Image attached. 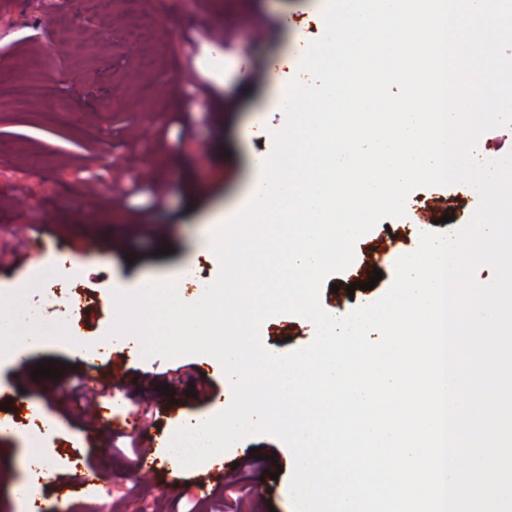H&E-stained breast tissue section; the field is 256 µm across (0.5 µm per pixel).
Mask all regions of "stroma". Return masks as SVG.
<instances>
[{
    "label": "stroma",
    "mask_w": 512,
    "mask_h": 512,
    "mask_svg": "<svg viewBox=\"0 0 512 512\" xmlns=\"http://www.w3.org/2000/svg\"><path fill=\"white\" fill-rule=\"evenodd\" d=\"M315 7L316 0H95L79 8L74 0H44L36 10L26 0H0V73L23 70L42 81L37 100H0V248H17L20 257L0 267V307L43 306V323L57 327L33 347L21 330L0 337V421L15 427L0 433V512H22L14 488L26 479L23 459L32 452L78 486L63 496L47 482L39 512H195L200 502L217 512L220 491L197 492L209 464L185 469L174 486L161 455L154 478L141 485L122 450L121 425L147 400L143 438L168 442L179 425L228 406L232 393L220 363L207 355L146 358L119 347L106 353L96 342L112 325L116 289L134 291L144 278L168 280L188 267L195 281L183 285L187 297L216 279L207 230L241 211L254 177L251 156L272 149L263 130L283 124L285 115L268 67L301 32L313 40L323 34ZM259 20L264 33L257 36ZM408 201L412 221L381 220L356 242L352 265L323 282L324 309L348 314L378 299L393 282L392 255L413 253L419 231L466 225L479 195L456 184L415 189ZM91 241L100 242L98 251L86 252ZM55 244L78 261L53 269ZM165 244L170 254H161ZM377 269L381 280L366 289ZM58 288L82 292L72 322L54 310ZM74 334L85 342L83 353L69 345ZM314 336L308 320L292 314L260 327L263 346L276 354ZM50 359L60 378L33 379L31 370ZM93 367L110 388L112 416L91 446L75 389ZM177 368L181 382L173 393L162 391ZM202 377L211 384L204 402L186 393ZM36 412L60 423L39 441L28 427ZM253 448L261 458L251 465ZM290 457L281 441L259 434L234 444L222 463L230 470L243 463L256 512H292ZM277 465L278 479L268 478ZM91 469L108 482L82 486Z\"/></svg>",
    "instance_id": "obj_1"
}]
</instances>
